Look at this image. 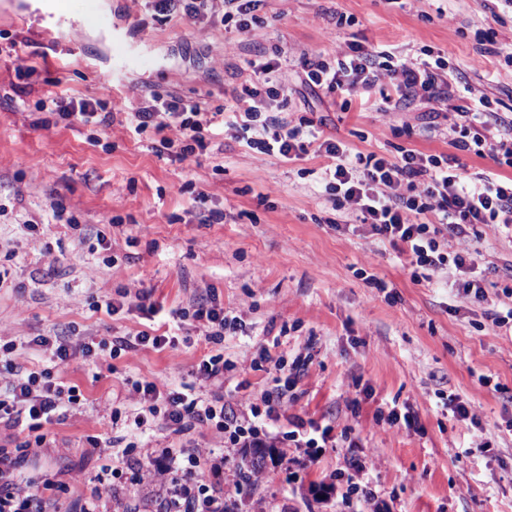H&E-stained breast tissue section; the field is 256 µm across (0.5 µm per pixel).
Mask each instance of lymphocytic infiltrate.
Instances as JSON below:
<instances>
[{
    "label": "lymphocytic infiltrate",
    "instance_id": "lymphocytic-infiltrate-1",
    "mask_svg": "<svg viewBox=\"0 0 512 512\" xmlns=\"http://www.w3.org/2000/svg\"><path fill=\"white\" fill-rule=\"evenodd\" d=\"M264 0H156L159 11L181 8L190 19L204 15L208 7L221 5L225 22H238L240 31H247L249 17L255 16ZM274 60L264 63L261 72L265 89L242 85L234 95L235 123L246 137L248 147L263 154H278L293 160L304 153L301 127L273 115L271 100L281 97L282 86L276 85L275 73L288 52L276 48ZM299 64L306 83L332 93L349 95L357 89L388 87L383 100L389 112L399 111L407 97L420 96L428 103H441L455 89L442 61L411 60L380 49L374 53L338 51L335 63L317 57L300 55ZM59 117L84 123L110 126L115 110L109 98L93 101L50 99ZM493 112H486L480 125L460 124L456 147L478 156L491 154L499 165L512 167V132L500 138H489ZM215 115L202 103L187 102L172 96L166 99L150 95L145 106L128 113L127 120L136 134L153 133L152 148L164 154L174 143H181L184 155L205 151ZM334 161L326 168L325 180L338 207L346 209L360 223L369 225L374 236L388 242L405 254L412 267L414 280H430L431 276L455 271L456 284L465 297L483 300L484 290L477 280L468 276L475 259L468 252H452V237H481V229L489 224L512 225V178L503 179L491 173L480 182H468L460 172L461 163L454 156L426 155L413 149H402L399 161L370 154L349 156L345 144L333 138L319 145ZM179 322L194 321L208 340L218 343L224 332L236 328V318L225 315L216 298L197 302L192 312L176 314ZM38 345L51 351V366L15 373L0 394V424L15 427L26 423L35 432L36 445H44L47 436L42 429L53 422L59 412L58 396L63 384L57 381L53 365L74 357L93 361L105 349L118 352L150 346L157 350L174 346L167 335L142 331L134 338L118 337L111 342H82L73 345L46 337ZM132 391L148 415L177 432H185L201 423L214 424L223 433L224 441L235 448H272L278 439L315 448L327 443L330 428L315 426L296 414L281 415L273 400L264 406H249L247 412L226 411L223 398L209 399L194 386L182 385L160 391L153 382H137ZM284 417L288 429L282 437L272 436L265 428L266 419ZM166 463L172 478L162 487L159 497L163 512H229L235 502L233 491L190 494L188 486L196 482L201 469V454L181 448H164L158 454ZM46 501L38 482L30 477L14 476L12 470L0 469V512H45Z\"/></svg>",
    "mask_w": 512,
    "mask_h": 512
}]
</instances>
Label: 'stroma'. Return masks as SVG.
Here are the masks:
<instances>
[{
    "mask_svg": "<svg viewBox=\"0 0 512 512\" xmlns=\"http://www.w3.org/2000/svg\"><path fill=\"white\" fill-rule=\"evenodd\" d=\"M80 46L45 19L48 0H0V343L15 342V363L48 364L37 337L111 341L141 331L164 333L170 311L216 294L238 330L215 344L202 336L162 351L142 347L91 363L59 367L84 399L60 396L49 444L34 432L0 428V448L30 442L27 476L52 480L44 496L57 512L95 500L103 483L139 512L157 508L151 453L184 446L224 457L203 467L206 486L236 472L243 449L225 447L208 426L176 433L149 419L137 438L134 465L112 458L113 437L141 411L133 381L166 390L195 383L203 397L221 394L246 410L273 392L263 354L312 353L288 399L290 413L330 427L333 446L281 449L264 461L236 503L238 512H512V328L495 327L488 310L512 307V230L482 239H449L473 252L485 299L468 301L444 278L414 281L405 256L335 207L322 174L332 160L308 146L292 162L251 149L226 112L232 90L254 77L275 47L291 56L277 72L288 97L279 109L293 123L344 142L350 154L398 160V147L458 155L468 179L512 173L492 156L456 151L457 107L490 101L512 117V5L507 0H266L261 25L241 33L222 13L197 19L156 10L153 0H71ZM347 24L337 25L338 16ZM120 27L114 42L99 17ZM396 56L447 60L459 93L438 105L406 102L379 112L380 88L348 99L302 81L300 53L325 59L350 43ZM141 55L148 71L116 63ZM112 75L126 109L110 126L67 122L37 109L40 99H96L97 72ZM201 101L216 119L206 151L184 157L179 146L156 154L131 130L126 110L144 88ZM63 203L79 222L53 217ZM383 280L370 287L366 275ZM150 292L157 312L137 308ZM122 299L115 314L95 309ZM223 353V386L194 381L208 353ZM473 406L460 421L445 397ZM409 406L415 427L389 426L376 411ZM490 452L472 451L484 433ZM363 468L355 470L351 462Z\"/></svg>",
    "mask_w": 512,
    "mask_h": 512,
    "instance_id": "1",
    "label": "stroma"
}]
</instances>
